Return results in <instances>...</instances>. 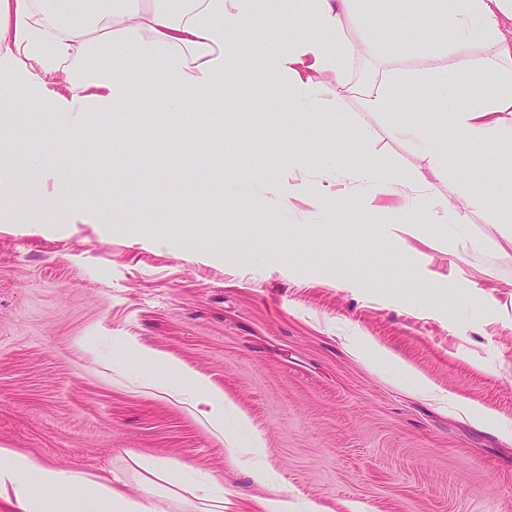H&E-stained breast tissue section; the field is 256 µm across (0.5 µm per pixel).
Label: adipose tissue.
Returning <instances> with one entry per match:
<instances>
[{
	"label": "adipose tissue",
	"instance_id": "obj_1",
	"mask_svg": "<svg viewBox=\"0 0 512 512\" xmlns=\"http://www.w3.org/2000/svg\"><path fill=\"white\" fill-rule=\"evenodd\" d=\"M382 12L368 20L360 46L344 39L343 24L354 0H299L306 22L295 37L264 53V73L287 75L294 111L325 112L350 93L343 80L353 51L374 56L381 42L412 40L392 20L396 0H379ZM424 14L448 18L452 48L481 40L494 49L499 84L490 95L462 105L451 101L444 125H403L400 136L426 146L428 166L410 184L421 189L445 167L441 142L445 126L474 143L512 140V0H420ZM267 16L265 0H0V108L23 106L34 118V136L51 133L65 146L83 131V114L111 111L135 96L128 78L145 71L157 92L159 109L183 116L205 88L223 86L244 55L240 34ZM58 82V101L72 99L76 111L46 108L24 76ZM54 176L52 165L34 150L0 148V199L27 187L29 208L42 209L54 197L42 190ZM190 404L197 417L224 428V397L186 370ZM85 491L107 512H161L152 495L134 499L112 486L48 463L40 457L0 448V499L17 512H70L76 492Z\"/></svg>",
	"mask_w": 512,
	"mask_h": 512
}]
</instances>
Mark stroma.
I'll return each mask as SVG.
<instances>
[{"label": "stroma", "instance_id": "35a3bbf8", "mask_svg": "<svg viewBox=\"0 0 512 512\" xmlns=\"http://www.w3.org/2000/svg\"><path fill=\"white\" fill-rule=\"evenodd\" d=\"M394 21L430 35L353 55L345 73L408 90L392 111L348 94L335 111L295 114L287 77L269 79L251 51L223 89L163 126L138 71V105L88 113L68 151L90 180L58 170L61 195L45 210L0 201V447L118 479L134 498L142 461L175 459L191 482L223 486L224 512H264L274 496L288 512H512V429L497 425L512 422V326L501 321L512 310V142L449 128L448 167L427 195L400 214L395 198H370L360 173L403 191L427 165L393 127L444 110L419 73L449 54L446 18L398 0ZM452 57V82L473 74L472 98L491 91L487 44ZM255 91L271 92L268 106L239 110ZM219 96L216 136L207 102ZM0 139L51 161L65 152L32 139L21 109L0 120ZM465 184L468 222L440 216L437 201L460 205ZM144 347L223 390L234 439L195 417L173 391L177 374L146 363ZM256 436L269 486L250 472Z\"/></svg>", "mask_w": 512, "mask_h": 512}]
</instances>
